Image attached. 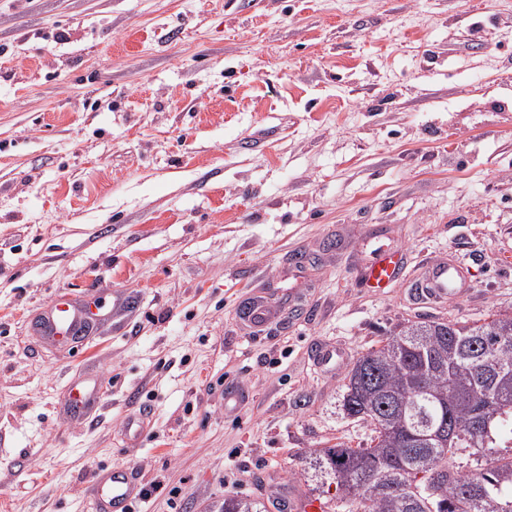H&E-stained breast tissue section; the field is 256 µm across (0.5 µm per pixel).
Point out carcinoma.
Here are the masks:
<instances>
[{
	"mask_svg": "<svg viewBox=\"0 0 512 512\" xmlns=\"http://www.w3.org/2000/svg\"><path fill=\"white\" fill-rule=\"evenodd\" d=\"M341 407L371 444L316 449L311 469L344 512H512V316L402 326L356 359Z\"/></svg>",
	"mask_w": 512,
	"mask_h": 512,
	"instance_id": "carcinoma-1",
	"label": "carcinoma"
}]
</instances>
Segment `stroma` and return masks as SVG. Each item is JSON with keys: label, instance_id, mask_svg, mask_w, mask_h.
Masks as SVG:
<instances>
[{"label": "stroma", "instance_id": "35a3bbf8", "mask_svg": "<svg viewBox=\"0 0 512 512\" xmlns=\"http://www.w3.org/2000/svg\"><path fill=\"white\" fill-rule=\"evenodd\" d=\"M466 267L465 298L362 285L375 244ZM97 325L52 345L57 294ZM293 306L248 328L251 296ZM512 315V0H0V512L312 494L370 444L346 370L410 322ZM96 383L89 417L71 387ZM247 403L224 412L226 384ZM147 429L130 441L131 416ZM94 489L96 512H127L142 488L133 470L121 467L98 474Z\"/></svg>", "mask_w": 512, "mask_h": 512}]
</instances>
